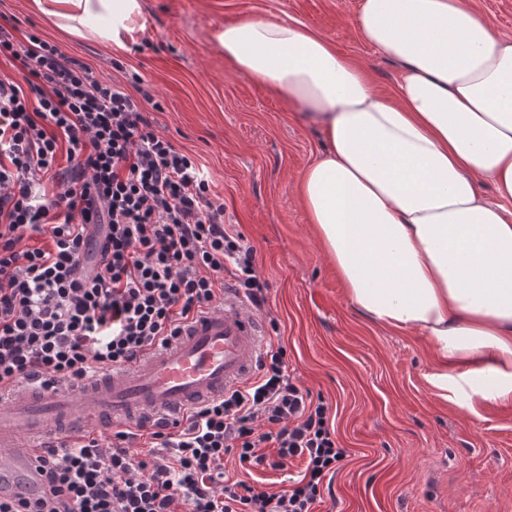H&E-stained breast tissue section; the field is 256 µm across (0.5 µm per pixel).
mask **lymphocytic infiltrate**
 <instances>
[{
	"instance_id": "obj_1",
	"label": "lymphocytic infiltrate",
	"mask_w": 512,
	"mask_h": 512,
	"mask_svg": "<svg viewBox=\"0 0 512 512\" xmlns=\"http://www.w3.org/2000/svg\"><path fill=\"white\" fill-rule=\"evenodd\" d=\"M0 58L16 70L0 74V391L127 366L223 298L228 270L262 308L253 249L203 170L129 94L35 34L1 27ZM259 368L183 426L148 432L151 451L128 429L63 442L38 498L0 500V512H315L345 457L329 407L293 382L284 347L267 348ZM229 453L306 465L268 493L226 477Z\"/></svg>"
}]
</instances>
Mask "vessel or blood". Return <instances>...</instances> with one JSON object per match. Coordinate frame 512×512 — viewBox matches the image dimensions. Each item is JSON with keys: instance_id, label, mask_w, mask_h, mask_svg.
I'll return each mask as SVG.
<instances>
[{"instance_id": "obj_1", "label": "vessel or blood", "mask_w": 512, "mask_h": 512, "mask_svg": "<svg viewBox=\"0 0 512 512\" xmlns=\"http://www.w3.org/2000/svg\"><path fill=\"white\" fill-rule=\"evenodd\" d=\"M257 336V319L228 298L124 369L75 387L34 385L0 393V497L32 498L45 439L72 437L100 419L129 427L182 423L190 409L253 375L260 355Z\"/></svg>"}]
</instances>
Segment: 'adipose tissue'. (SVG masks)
<instances>
[{
    "label": "adipose tissue",
    "mask_w": 512,
    "mask_h": 512,
    "mask_svg": "<svg viewBox=\"0 0 512 512\" xmlns=\"http://www.w3.org/2000/svg\"><path fill=\"white\" fill-rule=\"evenodd\" d=\"M30 6L119 49L144 28L143 0ZM356 30L400 64L395 97L296 22L251 17L215 42L323 128L294 190L349 300L448 361L487 356L480 373L435 374L440 390L512 399V35L464 0H361Z\"/></svg>",
    "instance_id": "adipose-tissue-1"
}]
</instances>
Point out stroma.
Segmentation results:
<instances>
[{
    "instance_id": "stroma-1",
    "label": "stroma",
    "mask_w": 512,
    "mask_h": 512,
    "mask_svg": "<svg viewBox=\"0 0 512 512\" xmlns=\"http://www.w3.org/2000/svg\"><path fill=\"white\" fill-rule=\"evenodd\" d=\"M145 30L125 49L71 36L29 0H0V25L38 34L134 98L177 150L204 164L224 221L255 253L269 285L257 318L278 334L294 382L331 408L345 459L317 512H512V401L467 404L431 382L442 371L427 337L375 323L348 299L293 180L324 151L303 110L240 74L219 52L220 26L251 16L297 21L362 65L395 96L400 67L356 32L360 0H144ZM224 468L277 493L303 468Z\"/></svg>"
}]
</instances>
